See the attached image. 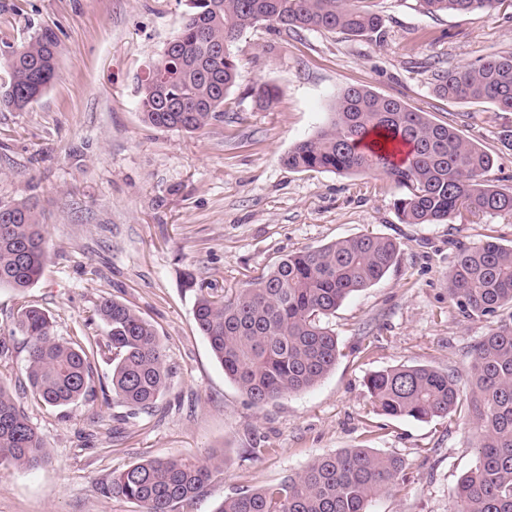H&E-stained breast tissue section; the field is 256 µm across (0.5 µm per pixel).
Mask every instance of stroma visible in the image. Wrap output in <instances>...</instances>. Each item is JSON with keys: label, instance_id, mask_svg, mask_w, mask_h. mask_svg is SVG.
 Wrapping results in <instances>:
<instances>
[{"label": "stroma", "instance_id": "stroma-1", "mask_svg": "<svg viewBox=\"0 0 512 512\" xmlns=\"http://www.w3.org/2000/svg\"><path fill=\"white\" fill-rule=\"evenodd\" d=\"M382 35L297 32L259 23L231 52L239 80L223 118L195 132L145 122L137 87L182 25L185 0H0V72L6 48L44 27L58 36L52 85L22 112L0 111V204L36 198L46 215V263L25 294L0 288V379L50 450L35 470L0 464V512H140L108 493L113 475L150 458L210 461L202 494L176 512H215L225 498L281 482L314 458L371 448L402 458L397 485L369 512H448L449 494L476 462L466 404L429 422L379 414L365 386L375 371L422 365L458 375L468 396L472 345L491 328L448 296L457 248L512 243V214H457L445 224H405L400 191L378 174L295 172L282 158L333 118L348 87L365 86L479 143L495 162L487 178L512 191V112L456 103L433 91L437 71L512 53V0L490 13L432 15L418 0H365ZM280 90L269 107L254 88ZM373 233L399 243L396 263L349 296L327 323L336 365L316 386L265 406L227 379L193 319L185 273L231 296L286 254ZM119 300L156 329L169 370L152 413L105 401L112 352L93 313ZM52 318L55 336L98 342L94 399L66 408L20 394L29 343L21 305Z\"/></svg>", "mask_w": 512, "mask_h": 512}]
</instances>
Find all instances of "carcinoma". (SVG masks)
Returning <instances> with one entry per match:
<instances>
[{
	"label": "carcinoma",
	"instance_id": "carcinoma-1",
	"mask_svg": "<svg viewBox=\"0 0 512 512\" xmlns=\"http://www.w3.org/2000/svg\"><path fill=\"white\" fill-rule=\"evenodd\" d=\"M362 0H187L188 11L163 51L159 67L139 81V108L157 128L194 132L224 114L236 84L232 44L258 23L296 32L318 29L351 36L377 34L380 14ZM429 14L494 11L500 0H420ZM58 38L40 30L7 60L0 108L25 110L56 76ZM435 94L460 103L486 102L512 112V53L474 66L440 70ZM271 106L279 89L255 88ZM296 171L378 173L403 189L394 206L404 224H442L461 211L512 213V192L490 185L494 157L427 114L365 87L338 97L334 118L283 157ZM398 247L363 234L313 250L290 253L252 279L235 296L196 289L193 315L215 359L254 405L305 391L335 366L334 332L324 319L352 293L385 276ZM45 236L36 201L0 204V287L23 293L44 270ZM448 295L465 318L494 320L512 308V245L487 240L462 246L448 271ZM96 315L112 349V400L134 412L151 411L167 387L168 369L154 327L126 304L103 300ZM18 326L29 339L26 367L33 399L59 408L94 395L90 356L94 347L57 338L48 315L25 305ZM469 413L477 459L450 493V512H512V323L498 324L472 348L467 370ZM378 412L391 418L430 421L459 404L457 375L428 366L376 371L366 379ZM49 457L42 438L0 383V463L32 469ZM401 459L370 448L322 455L283 481L224 499L216 512H368V503L395 485ZM211 468L192 460L135 462L112 477L109 490L141 512H176L198 496Z\"/></svg>",
	"mask_w": 512,
	"mask_h": 512
}]
</instances>
